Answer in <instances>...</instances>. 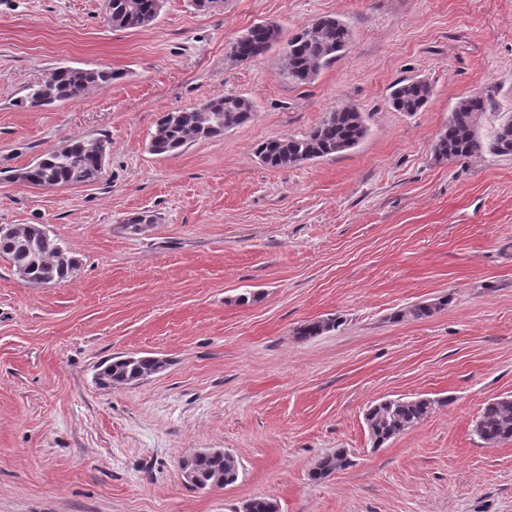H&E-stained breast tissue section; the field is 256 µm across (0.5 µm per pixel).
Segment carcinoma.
Instances as JSON below:
<instances>
[{"label":"carcinoma","mask_w":512,"mask_h":512,"mask_svg":"<svg viewBox=\"0 0 512 512\" xmlns=\"http://www.w3.org/2000/svg\"><path fill=\"white\" fill-rule=\"evenodd\" d=\"M162 0H105L106 17L112 27L138 29L149 26L159 15ZM351 41L346 23L335 16H323L285 38L271 23H257L240 34L230 46V56L247 62L280 47L282 71L288 80L303 85L313 82L320 72L340 59ZM50 95L42 94L39 84L30 85L19 104L50 105L74 99L86 90L108 85L117 74L108 69H82L62 66L50 74ZM432 94L424 80L403 79L392 85L389 105L396 112L421 111ZM493 108L489 97L473 95L461 99L448 113V121L434 145L439 160L472 157L483 150L512 156V113L499 119L488 140L480 135L486 112ZM253 116L252 102L240 95L226 94L208 99L197 106L168 112L157 119L149 149L154 154H174L189 144L224 135L228 129L243 125ZM363 114L352 106L337 107L305 135L267 140L256 147V154L271 168H287L308 160L340 154L357 145L366 135ZM101 139L73 138L62 147L41 157L42 163L28 166L19 176L41 187L79 185L94 181L102 167L92 151ZM0 255L7 258L19 277L29 284H49L70 278L77 259L58 238H52L40 224H17L6 235L0 234ZM443 303H418L402 308L394 319H424ZM339 326L336 319L313 320L300 328L303 339L320 336ZM159 359L151 356H120L104 367L105 387L134 384L160 371ZM441 401L414 397L389 399L371 406L365 421L373 446L380 447L404 431L428 418ZM475 433L487 447L512 441V397L494 399L483 409L475 424ZM351 460L343 448L319 458L313 465L311 479L320 482L349 467ZM179 467L196 475L201 489L224 487L235 483L239 475L236 458L228 453L208 451L190 459H181ZM242 512H279L278 504L266 497H255L242 506Z\"/></svg>","instance_id":"cac0c4a2"}]
</instances>
